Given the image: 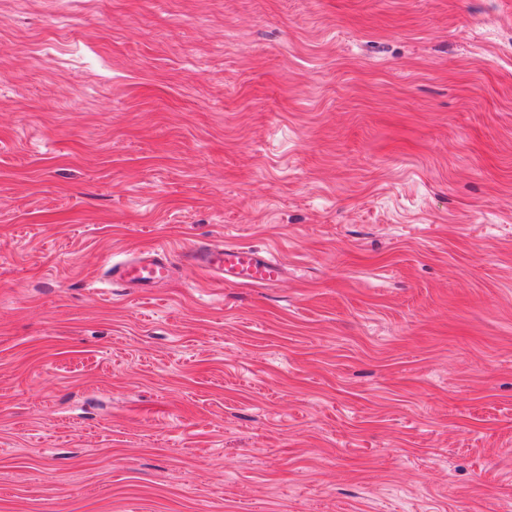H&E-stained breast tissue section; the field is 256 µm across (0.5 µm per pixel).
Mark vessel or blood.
<instances>
[{"mask_svg":"<svg viewBox=\"0 0 512 512\" xmlns=\"http://www.w3.org/2000/svg\"><path fill=\"white\" fill-rule=\"evenodd\" d=\"M182 260L200 266L221 280L242 286L272 287L285 274L284 266L267 254L234 243H201L186 251ZM106 269L113 283L146 292L171 279L175 265L168 249L157 244L141 250L132 261L107 262Z\"/></svg>","mask_w":512,"mask_h":512,"instance_id":"1","label":"vessel or blood"}]
</instances>
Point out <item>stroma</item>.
Returning <instances> with one entry per match:
<instances>
[{
	"mask_svg": "<svg viewBox=\"0 0 512 512\" xmlns=\"http://www.w3.org/2000/svg\"><path fill=\"white\" fill-rule=\"evenodd\" d=\"M0 512H512V0H0ZM184 263L242 286L273 287L285 274L284 266L258 250L234 243L196 244L182 255ZM106 270L112 282L123 288H136L146 292L171 279L176 267L169 258L168 249L161 244L146 247L139 256L130 261L107 262Z\"/></svg>",
	"mask_w": 512,
	"mask_h": 512,
	"instance_id": "35a3bbf8",
	"label": "stroma"
}]
</instances>
